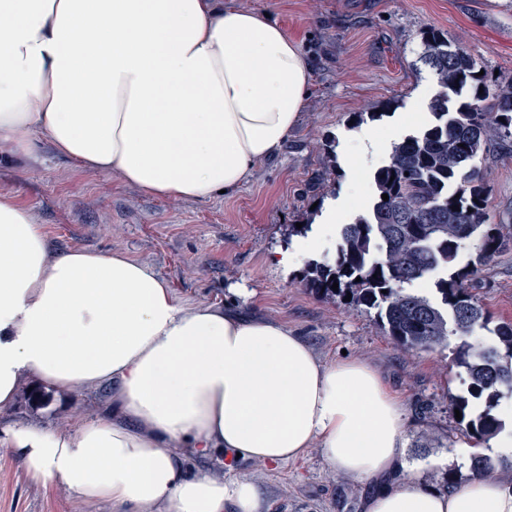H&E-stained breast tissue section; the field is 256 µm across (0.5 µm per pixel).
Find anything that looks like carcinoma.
Listing matches in <instances>:
<instances>
[{"label":"carcinoma","instance_id":"obj_1","mask_svg":"<svg viewBox=\"0 0 512 512\" xmlns=\"http://www.w3.org/2000/svg\"><path fill=\"white\" fill-rule=\"evenodd\" d=\"M421 44L420 62L439 87L427 106L431 120L394 145L373 174L368 210L343 225L336 258L309 263L303 281L320 297L376 310L386 335L406 352L432 350L450 336L465 339L456 363L467 375V393L448 395V407L462 413L467 433L487 439L502 430L495 410L504 393L512 394V323L498 324L491 342L466 341L490 322L472 293L474 280L508 244L500 228L485 224L488 188L476 160L492 139L512 138V80L479 75L469 51L438 29L423 32ZM473 237L475 259L455 268L462 243ZM436 272L438 301L411 289ZM493 469L488 458L472 457V476Z\"/></svg>","mask_w":512,"mask_h":512}]
</instances>
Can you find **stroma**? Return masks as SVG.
<instances>
[{"mask_svg": "<svg viewBox=\"0 0 512 512\" xmlns=\"http://www.w3.org/2000/svg\"><path fill=\"white\" fill-rule=\"evenodd\" d=\"M225 5L269 12L297 38L311 67L312 86L298 123L282 150L256 164L235 193L205 200L159 198L125 183L119 173L81 167L44 136L26 156L0 143V195L29 211L46 235L49 252H119L149 266L185 304L228 307L287 324L320 361L350 358L376 368L401 401L406 418L407 469L433 490L448 474L468 481L470 462L457 454L473 439L448 409L449 394L464 393L455 363L459 339L430 352L398 350L374 311L311 293L301 282L310 260L333 259L342 225L366 212L373 174L389 148L367 149L348 166L344 150L355 114L393 103L373 121L378 138L415 133L429 121L416 108L420 90L436 80L418 60L421 33L433 27L462 44L499 80L512 79V0H224ZM481 171L490 188L486 221L512 233V140L493 141ZM337 205L334 224L321 221ZM308 224L303 234L289 225ZM474 292L492 323L512 321V247L486 267ZM111 387L93 404L81 396L31 406L24 399L0 410V429L18 423L54 432L74 429L104 411ZM194 467L245 478L259 489L265 512H364L371 485L337 472L319 446L285 464L240 459L224 466L218 455L197 456ZM0 512H107L78 508L61 487L34 484L18 460L0 449Z\"/></svg>", "mask_w": 512, "mask_h": 512, "instance_id": "35a3bbf8", "label": "stroma"}]
</instances>
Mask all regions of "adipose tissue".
<instances>
[{
	"instance_id": "adipose-tissue-1",
	"label": "adipose tissue",
	"mask_w": 512,
	"mask_h": 512,
	"mask_svg": "<svg viewBox=\"0 0 512 512\" xmlns=\"http://www.w3.org/2000/svg\"><path fill=\"white\" fill-rule=\"evenodd\" d=\"M310 84L299 41L222 0H0V142L26 152L42 133L154 196L238 189L287 142ZM27 375L56 398L111 384L108 410L74 431L0 433L31 481L109 512H261L251 481L189 456L279 465L316 444L373 483L366 512H512V475L450 492L393 481L404 411L370 365L326 364L287 325L182 304L126 255H49L0 196V409Z\"/></svg>"
}]
</instances>
